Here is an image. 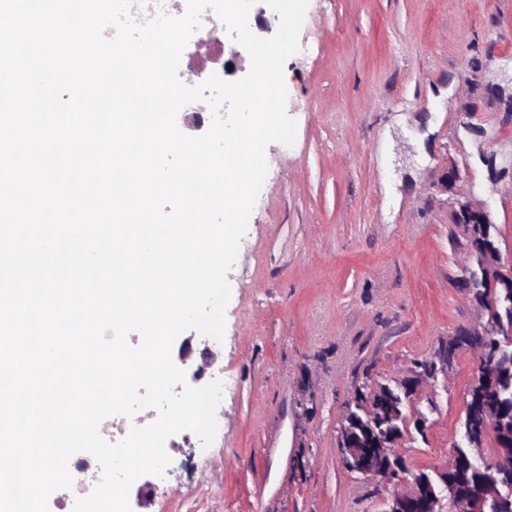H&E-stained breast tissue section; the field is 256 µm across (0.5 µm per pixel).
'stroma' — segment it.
Masks as SVG:
<instances>
[{"mask_svg": "<svg viewBox=\"0 0 512 512\" xmlns=\"http://www.w3.org/2000/svg\"><path fill=\"white\" fill-rule=\"evenodd\" d=\"M300 40L284 66L296 139L265 149L224 339L185 360L188 330L171 352L186 379L208 365L235 386L213 444L162 487L136 479L132 512H378L387 485L342 461L347 406L424 363L438 373L405 403L388 485L408 491L462 442L478 358L457 340L491 315L456 217L463 200L488 211L493 266H512V0H310Z\"/></svg>", "mask_w": 512, "mask_h": 512, "instance_id": "stroma-1", "label": "stroma"}]
</instances>
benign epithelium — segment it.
Returning a JSON list of instances; mask_svg holds the SVG:
<instances>
[{"instance_id":"benign-epithelium-1","label":"benign epithelium","mask_w":512,"mask_h":512,"mask_svg":"<svg viewBox=\"0 0 512 512\" xmlns=\"http://www.w3.org/2000/svg\"><path fill=\"white\" fill-rule=\"evenodd\" d=\"M458 223L469 224L472 227V237L480 236L481 227H490L488 215L483 210H474L469 204H460ZM484 287L489 288L496 284L503 288V294L512 296V273L503 274L488 267L481 268ZM494 332L490 327L485 333L477 335L472 345L477 349L479 357L478 373L474 383L482 385L489 391H494L495 378L500 374L496 364V356L489 353L487 338ZM380 399L386 401V406L377 409V412H364L361 417H346L341 427L339 448L346 467L366 476H381L387 480L395 476L396 468L401 466V458L396 454L395 445L403 433L405 418L402 412V403L392 401L379 391ZM484 428L480 435H475L469 427H464V437L472 448L482 447L485 437L493 439L509 436L507 430H512V411L506 413L496 402H491L484 408ZM457 459H452L449 466L442 469L445 476L441 477V484L436 486L433 480L424 481L418 477L413 478L410 491H389L381 499L379 512H440L441 495H446L448 502L456 512H473L476 501L493 492L499 480L512 474V449L497 448V458L487 462L472 458L468 461L471 469L480 474V478L470 491H461L456 481L448 478L446 473L457 467Z\"/></svg>"}]
</instances>
